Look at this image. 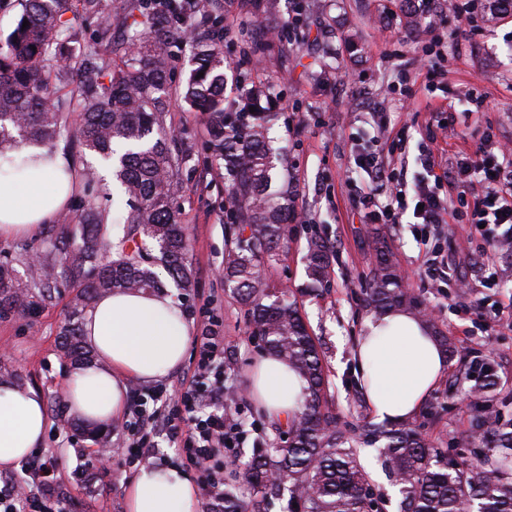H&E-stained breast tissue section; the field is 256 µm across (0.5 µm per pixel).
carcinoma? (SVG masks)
Returning a JSON list of instances; mask_svg holds the SVG:
<instances>
[{
	"instance_id": "carcinoma-1",
	"label": "carcinoma",
	"mask_w": 512,
	"mask_h": 512,
	"mask_svg": "<svg viewBox=\"0 0 512 512\" xmlns=\"http://www.w3.org/2000/svg\"><path fill=\"white\" fill-rule=\"evenodd\" d=\"M190 16L183 25L179 17ZM96 36L110 41L115 58L96 51L74 56L70 42L87 18ZM29 26H23V21ZM224 29L221 0H126L112 25L103 0H24L17 27L0 47V147L24 142L52 144L66 131L65 114L78 113L81 149L118 158L117 196L129 207L117 235L94 211L64 217L67 233L55 235L38 265L21 282L15 269L0 264V316L36 308L52 297L51 284L64 274L76 285L78 318L95 299L114 290L161 291L160 266L175 287H191L189 242L175 208L176 179L183 157L169 149L162 129L170 81L168 48L191 49L182 96L206 119L210 144L224 165L231 232L224 258V286L247 309L252 334L263 348L288 361L307 381L301 409L287 420V440L252 449L244 468L228 469L224 480L239 495L224 492V512H267L273 497H286L284 512H368L371 484L359 462L354 439L327 405V380L318 346L308 332L292 292L272 291L264 266L285 247L283 225L292 215L288 190L271 191L280 152L269 135L275 108L269 91L236 80L226 95L228 74L218 46ZM79 76L75 90L60 94ZM367 305L376 313L417 309V298L402 286L388 247L377 242ZM329 248L310 239L306 255L309 292L321 290ZM60 349L74 363L90 360L79 323L66 325ZM479 442L488 452L457 461L401 422L371 441H384L383 464L400 485V512H512V424L481 417Z\"/></svg>"
}]
</instances>
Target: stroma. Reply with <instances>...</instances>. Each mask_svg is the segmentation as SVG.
<instances>
[{
  "mask_svg": "<svg viewBox=\"0 0 512 512\" xmlns=\"http://www.w3.org/2000/svg\"><path fill=\"white\" fill-rule=\"evenodd\" d=\"M491 0H478L477 19L459 30L456 19L431 28L429 22L406 19L408 0H311L301 40L268 46L256 64H245L239 34H222L220 43L231 75L249 67L254 81L272 86L281 104L271 131L282 147L284 177L300 218L285 228L286 247L280 260L264 270L267 288L298 294L302 315L321 351L330 383L329 398L337 416L352 434L375 424L358 385L352 349L371 311L363 288L374 260L376 241L386 242L404 283L420 299L439 329L454 341L458 353L429 398L409 422L428 440L458 459L469 460L477 448V419L488 414L502 423L512 421V329L489 327L492 312L512 303V248L501 245L503 230H481L450 224L421 241L415 225L395 227L368 223L357 200L369 184L354 168L353 154H385L394 175L415 189L424 172L417 157L429 145L438 162L455 151L476 150L483 131L495 141H512V15L489 19ZM335 50L333 67L321 72L325 43ZM436 47L447 61L448 74L438 84L410 83L404 73L413 58ZM175 69L163 125L172 151L186 155L177 186L178 218L190 240L188 261L194 283L181 305L200 335L209 317L221 318L228 370L224 399L238 409L240 419L255 423L249 439L266 440L271 422L256 408L248 390L252 364L265 354L252 336L247 312L224 288V166L209 149L206 123L189 111L181 84L190 49L170 47ZM455 102L454 124L442 129L445 116L426 113L427 105ZM76 115H69L67 134L55 146L73 162L78 173L98 164L76 145ZM112 179L97 172L93 182L79 180L67 212L111 209ZM60 227L43 225L33 237L0 238V262L25 270L33 254L43 253ZM320 236L333 250L328 275L319 294H304L305 256L311 236ZM442 251L448 276L432 280L424 265L428 251ZM494 260L499 284L487 301L461 294L457 278L477 282L486 260ZM73 290L57 282L50 300L31 313L0 318V365L9 366L12 380L32 388L47 406L48 424L40 445L55 453L65 476L68 512H126L124 486L136 474L114 458L103 480L88 484L92 452L99 442L118 443L121 421L111 426L75 427L67 413L64 385L73 370L60 350V332L68 319ZM498 365L497 382L485 388L467 374L473 358ZM359 459L381 498L382 512H398L400 494L381 465L376 447L357 443Z\"/></svg>",
  "mask_w": 512,
  "mask_h": 512,
  "instance_id": "obj_1",
  "label": "stroma"
}]
</instances>
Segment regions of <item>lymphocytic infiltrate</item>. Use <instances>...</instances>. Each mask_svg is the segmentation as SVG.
Wrapping results in <instances>:
<instances>
[{
  "instance_id": "obj_1",
  "label": "lymphocytic infiltrate",
  "mask_w": 512,
  "mask_h": 512,
  "mask_svg": "<svg viewBox=\"0 0 512 512\" xmlns=\"http://www.w3.org/2000/svg\"><path fill=\"white\" fill-rule=\"evenodd\" d=\"M455 158V180L465 213L450 211L434 184L420 185L414 196H407L401 183L387 173L384 160L369 154L354 158L371 183L370 192L359 200L361 208L371 222L398 224L408 199H415L423 234L448 220L512 226V151L479 149L456 153ZM476 173L481 176L477 182L472 179ZM196 347V369L176 386L174 403L164 402L158 394L134 402L120 448L122 455L143 462L156 454V437H168L191 465L205 472V508L218 512L224 505V451L241 447L246 435L238 418L224 414V338L219 321L209 320ZM22 471L24 481L9 478L0 484V512H65L64 479L56 455H36L23 463Z\"/></svg>"
}]
</instances>
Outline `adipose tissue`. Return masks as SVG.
I'll return each instance as SVG.
<instances>
[{
	"mask_svg": "<svg viewBox=\"0 0 512 512\" xmlns=\"http://www.w3.org/2000/svg\"><path fill=\"white\" fill-rule=\"evenodd\" d=\"M27 166L0 181V238L36 235L68 204L76 173L60 152L26 147ZM97 357L75 370L65 395L71 416L95 425L111 422L126 402L128 380H151L179 366L191 341L182 309L163 293L112 291L83 322ZM354 359L360 386L377 420H404L422 407L448 362L430 327L404 312L369 317ZM249 391L263 412L283 421L298 411L306 382L287 361L268 354L254 366ZM47 413L34 390L0 381V467L27 457L43 439ZM127 512H198V490L175 466L146 465L125 490Z\"/></svg>",
	"mask_w": 512,
	"mask_h": 512,
	"instance_id": "obj_1",
	"label": "adipose tissue"
}]
</instances>
